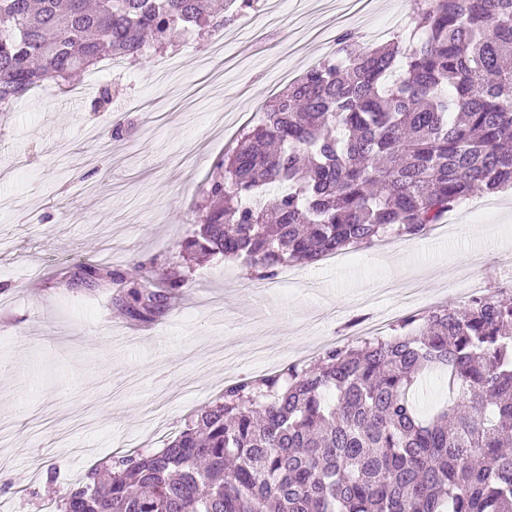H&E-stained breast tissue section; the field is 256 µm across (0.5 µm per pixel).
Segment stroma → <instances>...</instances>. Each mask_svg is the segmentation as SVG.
I'll return each instance as SVG.
<instances>
[{
	"label": "stroma",
	"instance_id": "stroma-1",
	"mask_svg": "<svg viewBox=\"0 0 512 512\" xmlns=\"http://www.w3.org/2000/svg\"><path fill=\"white\" fill-rule=\"evenodd\" d=\"M237 20L253 22V39L205 67L207 40L179 39L184 68L165 97L148 82L162 55L127 63L125 80L143 91L144 111L116 103L96 111L90 98L48 88L0 112V423L10 431L0 445V503L11 512H42L127 442L156 447L144 417L152 407L164 406L178 434L225 384L251 375L254 343L266 345L275 371L305 349L355 335L390 304H357L378 279L421 278V309L458 307L467 296L454 274L479 253L489 288H512V268L496 263L512 247V195L483 191L444 220L466 226L465 235L345 250L297 268L292 284L280 274L258 279L219 256L184 264L178 243L200 222L214 163L245 124L259 122L261 105L326 56L289 52L299 30L316 23L305 0H292L273 32L256 10ZM105 257L125 273L140 263L160 277L186 276L179 306L140 321L122 307L121 287L69 286L77 265ZM319 306L340 314L308 322ZM185 379L193 395L168 403Z\"/></svg>",
	"mask_w": 512,
	"mask_h": 512
}]
</instances>
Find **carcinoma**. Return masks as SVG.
I'll return each instance as SVG.
<instances>
[{
    "label": "carcinoma",
    "mask_w": 512,
    "mask_h": 512,
    "mask_svg": "<svg viewBox=\"0 0 512 512\" xmlns=\"http://www.w3.org/2000/svg\"><path fill=\"white\" fill-rule=\"evenodd\" d=\"M258 0H0V108L70 88L109 59L216 35ZM417 39L309 70L218 160L184 260L242 259L270 278L356 246L420 238L476 189L512 187V0H416ZM112 268L78 265L109 288ZM121 282L144 320L183 279ZM448 405L423 416L424 376ZM55 512H512V294L403 317L390 336L242 378L159 449L113 455Z\"/></svg>",
    "instance_id": "cac0c4a2"
}]
</instances>
